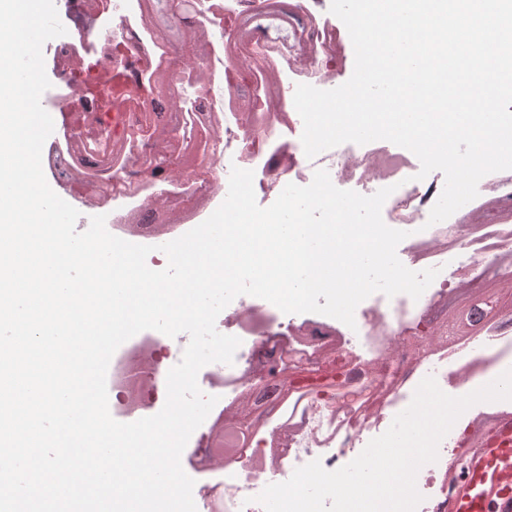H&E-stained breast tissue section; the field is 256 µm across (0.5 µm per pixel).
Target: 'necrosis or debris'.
I'll list each match as a JSON object with an SVG mask.
<instances>
[{
  "label": "necrosis or debris",
  "instance_id": "obj_1",
  "mask_svg": "<svg viewBox=\"0 0 512 512\" xmlns=\"http://www.w3.org/2000/svg\"><path fill=\"white\" fill-rule=\"evenodd\" d=\"M205 23L194 68L178 65L170 46L143 22L145 0H63L64 36L53 55L64 78L57 100L69 135L45 147L68 155L78 175L67 195L106 216L126 241L157 245L204 222L225 200L232 167L252 170L254 191L267 201L281 185H309L327 170L334 185L370 195L394 192L385 223L408 228L407 268H438L420 299L405 294L355 310V327L317 313L286 314L250 295L219 314L218 332L240 338L233 364H217L205 381L217 403L193 439L190 460L201 474L196 497L204 512H264L258 495L297 467L320 461L328 471L355 459L410 404L418 384H466L475 371L512 368V326L490 320L474 337L434 343L429 308L461 281L477 285L512 261V218L493 224L428 225L444 176L417 180L420 162L388 141L344 143L307 158L296 85L320 88L336 78V22L323 0H193ZM252 14L254 31L238 29ZM109 16L100 24L101 16ZM93 46L85 58L83 46ZM164 152L174 177L148 170ZM298 352L301 371L289 365ZM165 348L150 331L123 343L112 357L116 414L144 410L159 391L152 373ZM288 379L276 410L262 405L268 374ZM490 406L462 414L461 430L439 445L436 462L416 477L429 512L433 499L453 503L476 454L478 423Z\"/></svg>",
  "mask_w": 512,
  "mask_h": 512
}]
</instances>
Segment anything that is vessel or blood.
<instances>
[{
  "label": "vessel or blood",
  "mask_w": 512,
  "mask_h": 512,
  "mask_svg": "<svg viewBox=\"0 0 512 512\" xmlns=\"http://www.w3.org/2000/svg\"><path fill=\"white\" fill-rule=\"evenodd\" d=\"M454 512H512V426L502 425L469 464Z\"/></svg>",
  "instance_id": "obj_1"
}]
</instances>
